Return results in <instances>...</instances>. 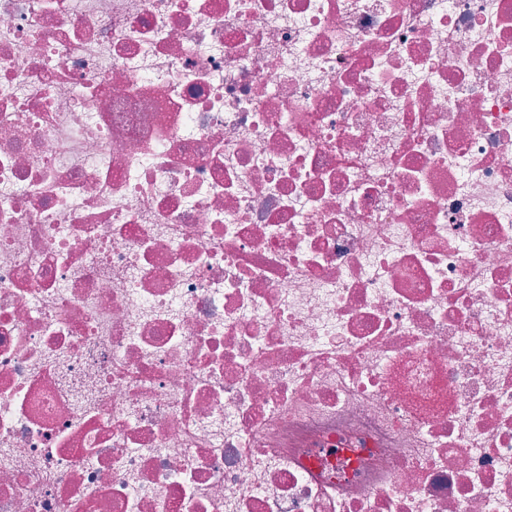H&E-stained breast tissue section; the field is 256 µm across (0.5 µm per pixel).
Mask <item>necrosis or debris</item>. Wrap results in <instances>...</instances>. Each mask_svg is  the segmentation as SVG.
<instances>
[{"label": "necrosis or debris", "mask_w": 512, "mask_h": 512, "mask_svg": "<svg viewBox=\"0 0 512 512\" xmlns=\"http://www.w3.org/2000/svg\"><path fill=\"white\" fill-rule=\"evenodd\" d=\"M0 512H512V0H0Z\"/></svg>", "instance_id": "obj_1"}]
</instances>
